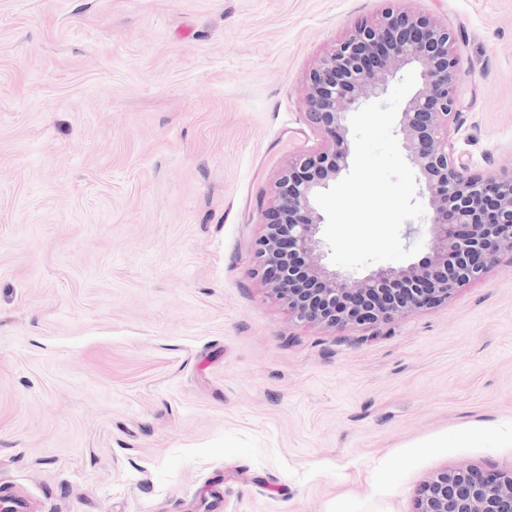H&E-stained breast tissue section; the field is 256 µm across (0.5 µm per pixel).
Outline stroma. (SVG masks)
Here are the masks:
<instances>
[{
	"label": "stroma",
	"instance_id": "stroma-1",
	"mask_svg": "<svg viewBox=\"0 0 512 512\" xmlns=\"http://www.w3.org/2000/svg\"><path fill=\"white\" fill-rule=\"evenodd\" d=\"M461 37L457 155L512 166V0ZM384 0H0V496L27 512H415L512 472V257L328 329L269 298L256 197L316 61ZM472 430L466 441L461 430ZM415 512H512V473L467 466L437 472L421 485Z\"/></svg>",
	"mask_w": 512,
	"mask_h": 512
}]
</instances>
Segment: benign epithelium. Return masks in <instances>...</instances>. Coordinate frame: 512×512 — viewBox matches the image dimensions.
<instances>
[{
  "label": "benign epithelium",
  "instance_id": "7a95c632",
  "mask_svg": "<svg viewBox=\"0 0 512 512\" xmlns=\"http://www.w3.org/2000/svg\"><path fill=\"white\" fill-rule=\"evenodd\" d=\"M458 43L448 26L389 6L355 26L309 73L306 117L323 148L296 155L257 195L265 227L258 270L270 296L297 321L334 329L387 323L447 301L501 256H512V168L473 172L454 155ZM406 67L419 68L420 84L401 112L399 133L418 171L429 237L413 262L354 277L326 262L315 195L348 166V112L384 94ZM416 512H512V473L467 466L437 472L421 485Z\"/></svg>",
  "mask_w": 512,
  "mask_h": 512
}]
</instances>
